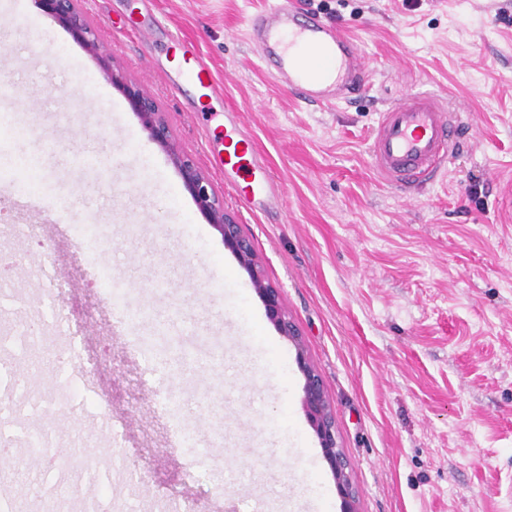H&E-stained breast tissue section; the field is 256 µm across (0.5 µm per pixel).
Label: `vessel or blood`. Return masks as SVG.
Returning a JSON list of instances; mask_svg holds the SVG:
<instances>
[{
    "label": "vessel or blood",
    "mask_w": 512,
    "mask_h": 512,
    "mask_svg": "<svg viewBox=\"0 0 512 512\" xmlns=\"http://www.w3.org/2000/svg\"><path fill=\"white\" fill-rule=\"evenodd\" d=\"M245 35L275 80L296 97L332 105L365 84L358 47L340 28L299 10L291 0H270L261 14L247 18ZM179 77L193 81L201 97L224 94L223 82L197 51L184 57ZM460 137V125L440 100L413 93L383 112L369 154L374 169L389 183L409 188L433 179ZM220 165L243 180L241 192L251 209L260 211L278 200L279 187L233 108L224 114Z\"/></svg>",
    "instance_id": "b4317fda"
}]
</instances>
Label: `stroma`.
Instances as JSON below:
<instances>
[{
    "label": "stroma",
    "instance_id": "obj_1",
    "mask_svg": "<svg viewBox=\"0 0 512 512\" xmlns=\"http://www.w3.org/2000/svg\"><path fill=\"white\" fill-rule=\"evenodd\" d=\"M297 2L357 42L367 91L324 106L280 87L243 36L268 0L78 8L251 240L299 348L101 63L34 0H0V226L35 228L10 285L19 313L57 292L70 326L35 352L63 490L111 495L114 512H188L194 499L200 512H341L303 409L301 353L324 381L358 512H512V0ZM186 47L225 85L195 112L193 87L166 75ZM414 91L457 110L463 136L445 176L409 200L369 145L382 111ZM228 105L282 187L277 208L250 211L215 163ZM80 153L103 166H72ZM51 187L71 194L70 223L38 210ZM116 279L148 318L123 321ZM66 346L77 360L61 375Z\"/></svg>",
    "mask_w": 512,
    "mask_h": 512
}]
</instances>
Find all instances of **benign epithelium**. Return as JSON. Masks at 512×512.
Returning <instances> with one entry per match:
<instances>
[{
  "label": "benign epithelium",
  "mask_w": 512,
  "mask_h": 512,
  "mask_svg": "<svg viewBox=\"0 0 512 512\" xmlns=\"http://www.w3.org/2000/svg\"><path fill=\"white\" fill-rule=\"evenodd\" d=\"M38 2L47 13L68 28L88 53L99 60L103 59L98 38L78 9L77 0ZM109 78L123 92L133 111L140 115L151 138L169 153L181 172L185 188L194 197L199 208L207 214L210 223L220 232L224 245L236 254L241 266L249 272L253 286L264 300L269 317L280 334L298 346V363L305 377L303 408L333 471L336 489L342 500V512H357L350 478V462L336 441V426L323 380L306 360L301 349V333L283 312L278 291L266 284L261 277L250 240L243 234L241 226L234 218L224 211V201L217 195L206 175L191 159L178 151L170 125L165 115L159 112L155 101L139 85L127 80L119 70L110 69Z\"/></svg>",
  "instance_id": "obj_1"
}]
</instances>
